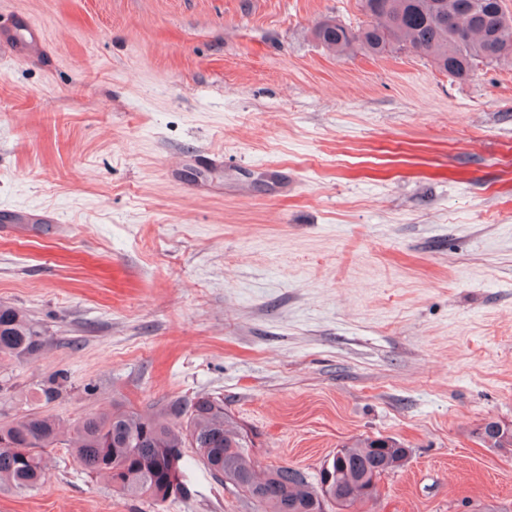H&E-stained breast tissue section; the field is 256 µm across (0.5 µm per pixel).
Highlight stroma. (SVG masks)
Listing matches in <instances>:
<instances>
[{
    "mask_svg": "<svg viewBox=\"0 0 512 512\" xmlns=\"http://www.w3.org/2000/svg\"><path fill=\"white\" fill-rule=\"evenodd\" d=\"M19 13L41 47L0 57V302L48 343L0 361V423L218 397L264 467L403 442L357 512H512V457L475 436L512 424V64L336 57L313 28L368 23L360 0H0ZM185 477L124 499L60 445L0 512H259L191 448Z\"/></svg>",
    "mask_w": 512,
    "mask_h": 512,
    "instance_id": "35a3bbf8",
    "label": "stroma"
}]
</instances>
